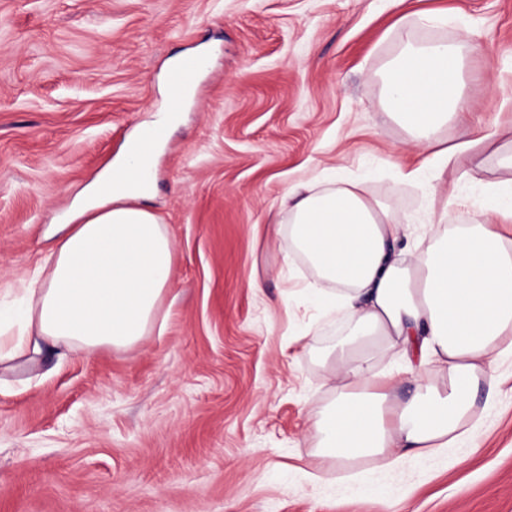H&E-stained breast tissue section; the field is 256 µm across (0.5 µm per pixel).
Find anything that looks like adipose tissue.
<instances>
[{
    "label": "adipose tissue",
    "instance_id": "ef3b65f1",
    "mask_svg": "<svg viewBox=\"0 0 512 512\" xmlns=\"http://www.w3.org/2000/svg\"><path fill=\"white\" fill-rule=\"evenodd\" d=\"M465 58L463 44L407 38L387 70L386 117L434 149L432 168L401 171L403 180L430 186L457 153L481 144L477 136L437 145L443 127L466 121ZM143 134L150 149L130 136L74 200L66 223L50 229L48 266L27 287L22 331L0 337V372L56 351L128 348L152 328L171 286L174 248L158 216L135 204L151 189L165 129L146 126ZM327 181L324 189L288 187L280 245L322 280L308 300L348 324L327 363L334 398L312 424L318 479L364 459L396 469L468 437L473 393L494 401L496 364L512 358V181L486 184L472 199L483 221L432 227L425 250L412 256L399 247V223L362 181L339 170ZM394 346L414 376L411 395L395 405V373L377 366Z\"/></svg>",
    "mask_w": 512,
    "mask_h": 512
}]
</instances>
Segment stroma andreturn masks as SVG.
I'll return each instance as SVG.
<instances>
[{
	"instance_id": "stroma-1",
	"label": "stroma",
	"mask_w": 512,
	"mask_h": 512,
	"mask_svg": "<svg viewBox=\"0 0 512 512\" xmlns=\"http://www.w3.org/2000/svg\"><path fill=\"white\" fill-rule=\"evenodd\" d=\"M408 34L473 45L469 126L511 150L512 0H0L4 309L43 266L45 231L152 120L171 59L209 55L145 202L175 250L165 322L128 349L0 375V512H512L507 361L498 402L476 394L475 429L447 451L311 477L339 328L279 247L285 190L367 174L413 253L440 218L479 221L445 208L455 191L512 179L467 152L433 190L398 178L432 158L382 115Z\"/></svg>"
}]
</instances>
